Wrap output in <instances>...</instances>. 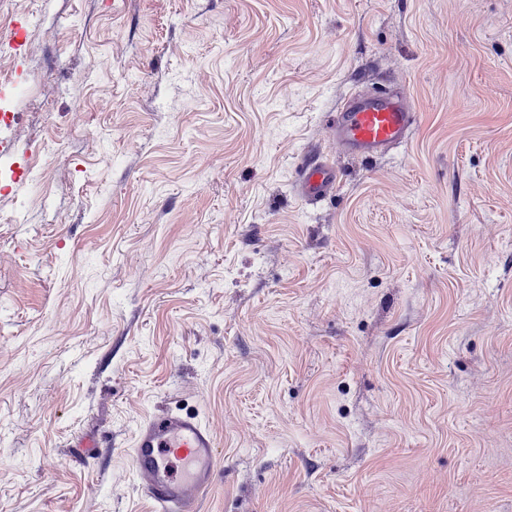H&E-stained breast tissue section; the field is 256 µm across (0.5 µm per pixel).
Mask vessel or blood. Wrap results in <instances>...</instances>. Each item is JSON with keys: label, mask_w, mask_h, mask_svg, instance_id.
Instances as JSON below:
<instances>
[{"label": "vessel or blood", "mask_w": 512, "mask_h": 512, "mask_svg": "<svg viewBox=\"0 0 512 512\" xmlns=\"http://www.w3.org/2000/svg\"><path fill=\"white\" fill-rule=\"evenodd\" d=\"M418 122L407 100L384 89L350 96L331 116V138L348 154L373 158L403 143ZM301 197L319 202L331 197L340 172L324 156L304 159L296 170ZM218 442L198 413L168 409L137 428L131 462L139 490L155 512H198L202 493L211 488L218 468Z\"/></svg>", "instance_id": "vessel-or-blood-1"}]
</instances>
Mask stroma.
<instances>
[{
  "instance_id": "1",
  "label": "stroma",
  "mask_w": 512,
  "mask_h": 512,
  "mask_svg": "<svg viewBox=\"0 0 512 512\" xmlns=\"http://www.w3.org/2000/svg\"><path fill=\"white\" fill-rule=\"evenodd\" d=\"M0 18V512H151L128 444L175 408L220 442L202 512H512V0ZM380 88L417 126L344 153ZM418 116L407 98L384 89L353 95L331 116L330 137L348 154L373 158L403 143ZM296 177L299 193L307 202L331 197L340 183L339 170L322 155L304 159L297 167Z\"/></svg>"
}]
</instances>
